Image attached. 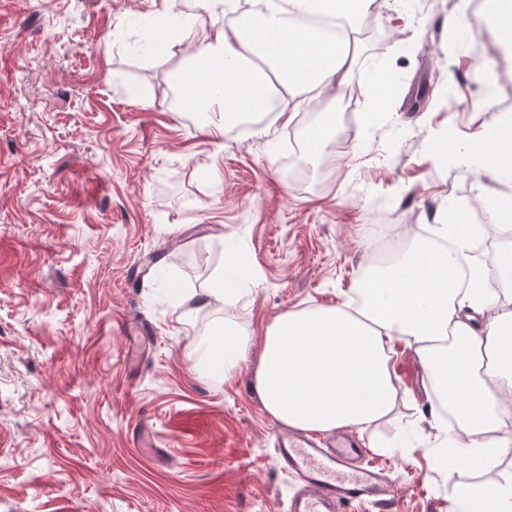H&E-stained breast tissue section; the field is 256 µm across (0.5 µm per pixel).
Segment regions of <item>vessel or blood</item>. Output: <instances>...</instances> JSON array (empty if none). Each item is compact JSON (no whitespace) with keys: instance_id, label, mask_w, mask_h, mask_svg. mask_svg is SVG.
<instances>
[{"instance_id":"vessel-or-blood-1","label":"vessel or blood","mask_w":512,"mask_h":512,"mask_svg":"<svg viewBox=\"0 0 512 512\" xmlns=\"http://www.w3.org/2000/svg\"><path fill=\"white\" fill-rule=\"evenodd\" d=\"M282 469L299 483L290 512H341L344 504L365 501L378 512H396L382 468L364 463V450L351 438L323 445L298 435L277 450Z\"/></svg>"}]
</instances>
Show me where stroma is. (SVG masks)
<instances>
[{
	"instance_id": "obj_1",
	"label": "stroma",
	"mask_w": 512,
	"mask_h": 512,
	"mask_svg": "<svg viewBox=\"0 0 512 512\" xmlns=\"http://www.w3.org/2000/svg\"><path fill=\"white\" fill-rule=\"evenodd\" d=\"M162 6L0 0V512H288L296 482L276 448L289 427L254 391L253 363L221 381L195 367L194 342L228 321L258 343L285 310L356 299L375 224L464 218L484 267L502 243L478 196L512 184L469 144L512 124V55L478 46L479 0H376L327 159L307 139L335 95L219 139L217 113L183 111L174 69L225 18L201 13L138 53ZM230 244L254 284L224 307L190 315L156 286L161 269L183 291L207 287ZM391 368L396 407L357 437L398 512H455L479 473L433 467L434 392L403 346ZM143 425L167 460L137 449Z\"/></svg>"
}]
</instances>
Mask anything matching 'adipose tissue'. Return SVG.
<instances>
[{"label": "adipose tissue", "mask_w": 512, "mask_h": 512, "mask_svg": "<svg viewBox=\"0 0 512 512\" xmlns=\"http://www.w3.org/2000/svg\"><path fill=\"white\" fill-rule=\"evenodd\" d=\"M374 0H193L229 20L199 46L179 83L185 107L219 113L216 135L242 118L265 113L270 101L291 120L302 95L322 97L345 86L352 59L348 33ZM471 150L494 175L512 171V125L487 128ZM469 227L429 228L415 247L359 283V304L290 309L267 325L253 375L266 410L288 427L328 433L366 428L389 415L397 389L390 368L395 342L418 357L432 389L447 400L461 435L447 437V460L486 479L462 490L460 512H512V480L494 478L502 430L512 416V311L478 286L462 289L459 259ZM236 272L186 293L189 312L237 297ZM251 334L222 322L195 345L208 372L231 379L248 356Z\"/></svg>", "instance_id": "1"}]
</instances>
